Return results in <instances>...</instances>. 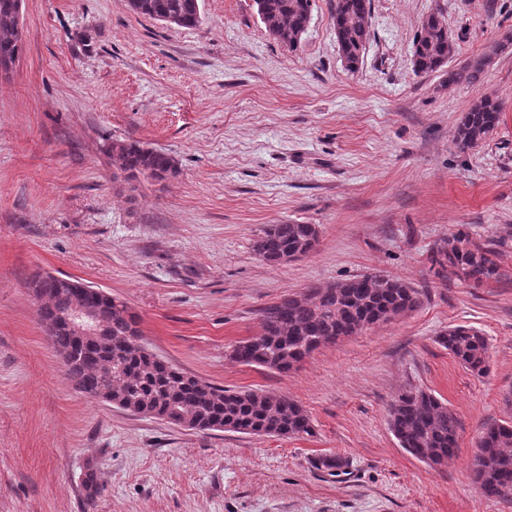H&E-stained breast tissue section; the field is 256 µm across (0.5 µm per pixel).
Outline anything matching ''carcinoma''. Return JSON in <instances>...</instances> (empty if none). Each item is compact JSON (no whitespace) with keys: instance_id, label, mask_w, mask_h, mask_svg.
<instances>
[{"instance_id":"carcinoma-1","label":"carcinoma","mask_w":512,"mask_h":512,"mask_svg":"<svg viewBox=\"0 0 512 512\" xmlns=\"http://www.w3.org/2000/svg\"><path fill=\"white\" fill-rule=\"evenodd\" d=\"M372 0H335L333 26L336 42L346 68L354 71L362 61L370 39ZM130 9L153 20L164 15L180 19L181 27L200 23V0H128ZM258 16L274 38L291 49L299 45L297 35L306 31L313 0H255ZM15 0H0V60L22 52L16 36ZM424 31L416 38L412 62L414 71L429 74L440 70L455 53V43L438 15L431 13L421 22ZM482 63L448 72L452 83L474 84ZM500 103L480 97L465 113L455 131L457 147L465 151L484 141L499 122ZM113 164L123 180L139 178L165 180L179 170L164 152L148 149L137 140L112 143ZM319 231L314 224H271L253 242V251L274 264L300 258L312 252ZM439 276L455 277L480 285L502 276L495 252L466 232L448 236L431 255ZM42 305L38 314L49 325L69 306L70 296L59 290L51 277L38 279ZM421 292L401 279L377 275L359 276L326 287L309 289L304 295L288 294L261 310L258 333L236 345L235 361L249 366L286 372L320 345L338 336H350L390 316L404 315L420 306ZM101 321L109 335L75 345L74 337L58 333L57 348L72 349L73 358L64 374L73 388L94 397L107 373H112V399L120 408L137 413L168 415L180 421H194L203 431H233L258 436L299 437L311 435V419L297 402L262 390H231L197 382L149 352L141 343L138 317L123 303L105 298ZM448 352L466 369L478 375L488 369L489 344L478 330L451 326L438 338ZM388 423L403 448L415 458L441 466L455 455L460 421L448 404L424 389H409L398 396L388 410ZM471 477L488 500L512 503V425L491 423L481 432ZM348 462L335 455L316 460V468L344 471ZM85 498L93 504L100 494L94 468L84 478Z\"/></svg>"}]
</instances>
